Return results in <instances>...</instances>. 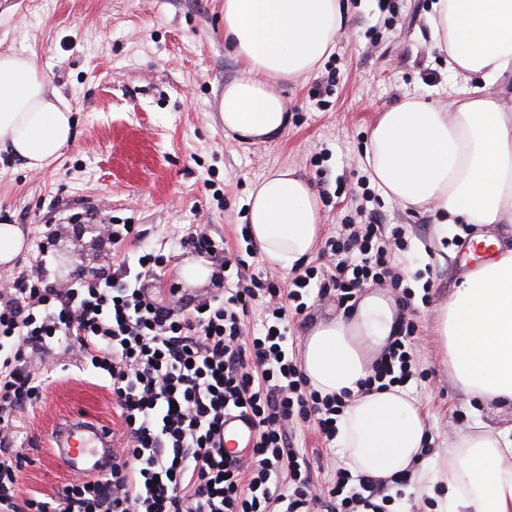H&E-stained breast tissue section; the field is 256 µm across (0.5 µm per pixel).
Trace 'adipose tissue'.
Returning <instances> with one entry per match:
<instances>
[{"instance_id": "obj_1", "label": "adipose tissue", "mask_w": 512, "mask_h": 512, "mask_svg": "<svg viewBox=\"0 0 512 512\" xmlns=\"http://www.w3.org/2000/svg\"><path fill=\"white\" fill-rule=\"evenodd\" d=\"M346 23L343 0H224V42L243 75L224 87V127L240 138L275 140L288 111L273 84L311 75ZM426 23L450 71L473 84L455 109L404 97L378 113L365 162L371 180L403 208L431 215L438 235L455 219L512 228V103L495 91L512 77V0H434ZM70 106L48 94L35 56L0 53V151L33 170L72 140ZM317 196L295 170L269 173L248 201L249 236L271 266L294 269L317 241ZM494 259L466 273L441 308L439 336L459 388L480 403L512 405V246L487 236ZM302 369L321 394L355 389L362 354L344 322L304 340ZM426 419L408 389L356 397L338 425L337 445L355 472L385 480L418 471L446 493L440 512H512V431L479 426L428 454Z\"/></svg>"}]
</instances>
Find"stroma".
<instances>
[{"label": "stroma", "instance_id": "obj_1", "mask_svg": "<svg viewBox=\"0 0 512 512\" xmlns=\"http://www.w3.org/2000/svg\"><path fill=\"white\" fill-rule=\"evenodd\" d=\"M431 2L390 0L383 12L378 0H346V25L324 66L277 86L288 105L287 130L273 141L242 144L225 133L220 112L225 84L242 72L224 46V0H0V52L34 55L49 92L68 101L74 118L71 143L45 169H28L0 152V219L16 224L25 240L14 265H0V280L34 273L40 248L61 236L98 269L135 250L169 255L157 283L165 290L181 284L180 269L193 257L179 248L180 238L201 229L216 244L206 259L219 278L189 294L207 299L236 279L224 259L247 246L251 189L283 167L322 183L320 237L335 236L369 180L362 161L377 112L406 95L447 100L449 87L469 81L449 72L447 56L433 47L425 23ZM328 75V92L314 97L315 82ZM379 202L385 223L406 232L408 247L396 260L402 282L373 284L363 294L390 304L407 288L419 305L409 389L428 414L433 448L448 447L456 432L478 421L511 428V407L481 405L454 385L438 331L440 308L468 270L461 246L484 228L452 225L440 239L428 214L384 196ZM86 221L131 222L140 235L97 246L93 234L76 231ZM339 319L351 324L356 315L339 310L327 291L307 318L292 322L295 350L318 324ZM77 414L123 430L103 380L72 365L18 413L22 495L51 494L68 481L48 458L49 438L62 418ZM296 435L317 460L315 484L331 487L342 463L337 448L325 445L311 423L300 424Z\"/></svg>", "mask_w": 512, "mask_h": 512}]
</instances>
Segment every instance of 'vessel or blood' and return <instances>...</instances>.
Instances as JSON below:
<instances>
[{"mask_svg":"<svg viewBox=\"0 0 512 512\" xmlns=\"http://www.w3.org/2000/svg\"><path fill=\"white\" fill-rule=\"evenodd\" d=\"M254 432L243 418L224 419V446L235 451ZM112 431L95 419L67 418L51 433V459L72 475H99L112 464Z\"/></svg>","mask_w":512,"mask_h":512,"instance_id":"1","label":"vessel or blood"}]
</instances>
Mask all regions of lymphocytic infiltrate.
Listing matches in <instances>:
<instances>
[{
  "label": "lymphocytic infiltrate",
  "mask_w": 512,
  "mask_h": 512,
  "mask_svg": "<svg viewBox=\"0 0 512 512\" xmlns=\"http://www.w3.org/2000/svg\"><path fill=\"white\" fill-rule=\"evenodd\" d=\"M361 199L358 221L327 241V265L306 268L285 292L254 278L189 306L180 288L157 292L163 258L149 252L63 288L25 276L0 285V512H385L388 482L346 467L327 495L316 494L313 465L294 441L296 425L310 419L335 441L350 396L309 389L288 349L289 315L329 289L347 312L368 285L400 279L394 253L406 248L405 230L378 221L373 189ZM262 295L263 328L246 335L248 308ZM414 330L410 322L397 330L362 387L413 379ZM61 351L105 379L126 436L104 474L26 497L15 415L40 400ZM233 411L255 434L229 458L224 417Z\"/></svg>",
  "instance_id": "lymphocytic-infiltrate-1"
}]
</instances>
